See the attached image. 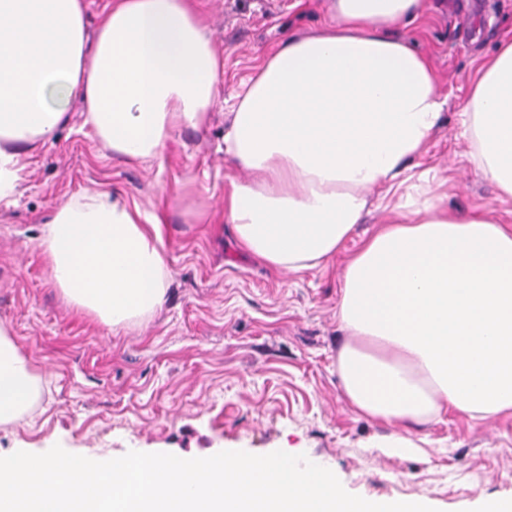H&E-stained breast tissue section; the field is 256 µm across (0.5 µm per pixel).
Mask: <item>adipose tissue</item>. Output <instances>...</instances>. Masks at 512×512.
Wrapping results in <instances>:
<instances>
[{
	"label": "adipose tissue",
	"mask_w": 512,
	"mask_h": 512,
	"mask_svg": "<svg viewBox=\"0 0 512 512\" xmlns=\"http://www.w3.org/2000/svg\"><path fill=\"white\" fill-rule=\"evenodd\" d=\"M427 0H333L334 21L288 37L231 96L224 221L239 249L278 271L326 266L364 220L388 221L345 262L336 372L348 407L394 426L448 412L512 416V223L460 214L427 176H406L448 99L428 57L397 31ZM85 0H0V204L27 159L69 119L126 163L157 158L199 128L222 93L224 54L194 0H109L88 36ZM462 136L477 175L512 201V39L483 59ZM404 193L388 196L396 183ZM39 247L69 303L120 329L163 308L170 271L157 216L85 191L46 222ZM40 377L0 326V424L24 420Z\"/></svg>",
	"instance_id": "1"
}]
</instances>
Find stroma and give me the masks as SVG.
I'll list each match as a JSON object with an SVG mask.
<instances>
[{
  "label": "stroma",
  "instance_id": "obj_1",
  "mask_svg": "<svg viewBox=\"0 0 512 512\" xmlns=\"http://www.w3.org/2000/svg\"><path fill=\"white\" fill-rule=\"evenodd\" d=\"M196 4L224 50L227 94L284 35L317 32L331 19L330 0ZM408 29L448 97L422 170L447 179L449 209H500L459 133L481 57L512 38V0H428ZM82 112L73 102L67 124L30 158L13 203L0 205V324L42 376L29 424H0V456L57 444L95 460L131 450H282L330 469L365 499L483 512L490 500L512 498V417L450 414L403 428L360 418L343 398L340 276L384 218L377 200L325 269L279 272L242 253L224 222L236 172L224 152V103L205 127L179 129L157 160L135 166L102 156ZM103 187L160 218L171 271L164 309L117 331L66 302L39 248L55 208Z\"/></svg>",
  "mask_w": 512,
  "mask_h": 512
}]
</instances>
